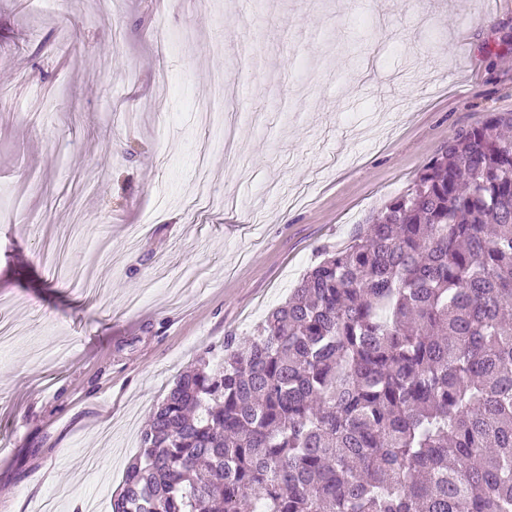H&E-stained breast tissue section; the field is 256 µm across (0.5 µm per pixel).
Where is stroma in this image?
Wrapping results in <instances>:
<instances>
[{"label": "stroma", "mask_w": 512, "mask_h": 512, "mask_svg": "<svg viewBox=\"0 0 512 512\" xmlns=\"http://www.w3.org/2000/svg\"><path fill=\"white\" fill-rule=\"evenodd\" d=\"M111 10L0 0V512H110L179 374L512 111V0Z\"/></svg>", "instance_id": "obj_1"}]
</instances>
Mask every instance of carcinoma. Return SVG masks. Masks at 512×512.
Returning <instances> with one entry per match:
<instances>
[{"label": "carcinoma", "mask_w": 512, "mask_h": 512, "mask_svg": "<svg viewBox=\"0 0 512 512\" xmlns=\"http://www.w3.org/2000/svg\"><path fill=\"white\" fill-rule=\"evenodd\" d=\"M512 113L462 129L224 362L112 512H512Z\"/></svg>", "instance_id": "1"}]
</instances>
